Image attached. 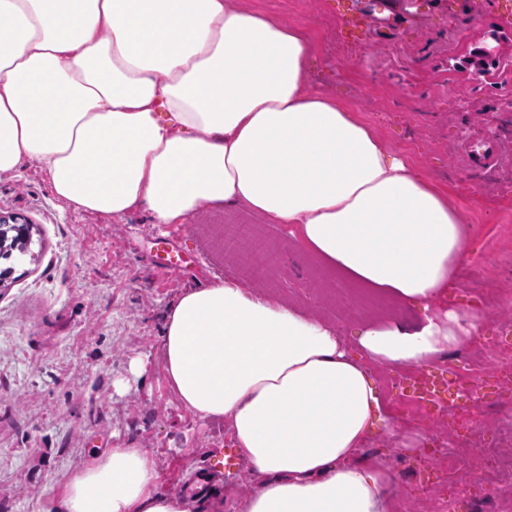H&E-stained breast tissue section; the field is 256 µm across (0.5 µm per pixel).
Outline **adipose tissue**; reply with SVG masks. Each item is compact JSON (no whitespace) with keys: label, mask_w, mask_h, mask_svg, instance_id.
Wrapping results in <instances>:
<instances>
[{"label":"adipose tissue","mask_w":512,"mask_h":512,"mask_svg":"<svg viewBox=\"0 0 512 512\" xmlns=\"http://www.w3.org/2000/svg\"><path fill=\"white\" fill-rule=\"evenodd\" d=\"M311 54L298 29L232 0H0V175L33 163L64 205L108 219L242 207L423 310L411 328L365 321L352 351L323 320L220 280L182 293L161 339L176 398L227 421L250 468L240 512H395L388 471L361 457L391 426L370 367H424L479 333L485 313L440 306L470 227L309 88ZM157 479L147 449L112 448L55 510L222 512L218 488L189 499Z\"/></svg>","instance_id":"obj_1"}]
</instances>
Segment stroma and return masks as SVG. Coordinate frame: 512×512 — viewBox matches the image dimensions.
Instances as JSON below:
<instances>
[{
  "label": "stroma",
  "mask_w": 512,
  "mask_h": 512,
  "mask_svg": "<svg viewBox=\"0 0 512 512\" xmlns=\"http://www.w3.org/2000/svg\"><path fill=\"white\" fill-rule=\"evenodd\" d=\"M300 30L313 54L308 78L371 125L384 146L404 155L473 231L447 304L480 308L477 338L435 359L448 366L447 415L403 407L397 431L374 432L362 453L387 467L397 512H433L441 473L432 441L465 442L470 429L512 428V382L497 379L501 323L512 318V0H380L368 29L344 27L365 0H233ZM491 50L486 82L469 60ZM256 225V246L228 253L222 210L183 224L152 223L147 210L103 220L64 206L34 164L0 176V219L31 225L24 252L1 259L0 512H52L62 482L92 453L145 448L159 486L191 495L196 479H221L223 512H239L252 489L248 466L226 423L199 419L170 392L160 362L169 307L184 290L242 279L244 262L271 259L273 276L256 296L327 321L347 346L365 321L418 322L419 309L345 280L311 254L287 226L236 208ZM175 250L181 267L160 278L155 261ZM145 370L130 372L133 359ZM471 483L457 512H512V474L486 457L466 456Z\"/></svg>",
  "instance_id": "1"
}]
</instances>
